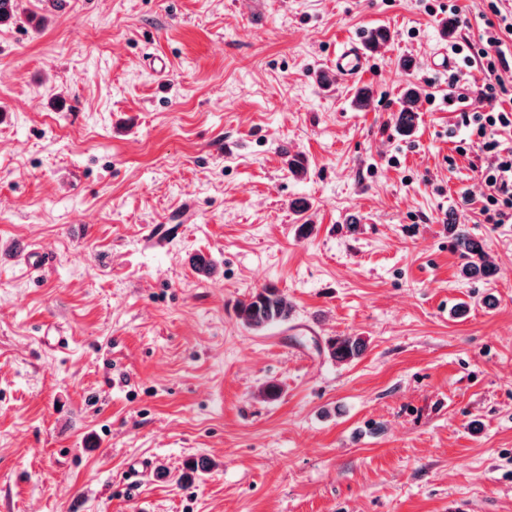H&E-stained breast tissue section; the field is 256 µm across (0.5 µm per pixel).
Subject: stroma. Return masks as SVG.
<instances>
[{"label": "stroma", "instance_id": "35a3bbf8", "mask_svg": "<svg viewBox=\"0 0 512 512\" xmlns=\"http://www.w3.org/2000/svg\"><path fill=\"white\" fill-rule=\"evenodd\" d=\"M491 17L488 0H18L0 25V512H512V223L484 221L492 158L449 139L436 66L456 41L479 57ZM378 27L357 82L321 83ZM452 221L495 277L460 276ZM148 224L183 231L152 246ZM20 239L44 271L15 263ZM266 285L293 313L256 332L234 306ZM346 335L367 348L343 364L325 344ZM140 461L163 480L128 488ZM419 97L420 92L411 85L403 93L402 106L396 117V122L399 131L405 136L411 135L414 131L417 115L413 107Z\"/></svg>", "mask_w": 512, "mask_h": 512}]
</instances>
